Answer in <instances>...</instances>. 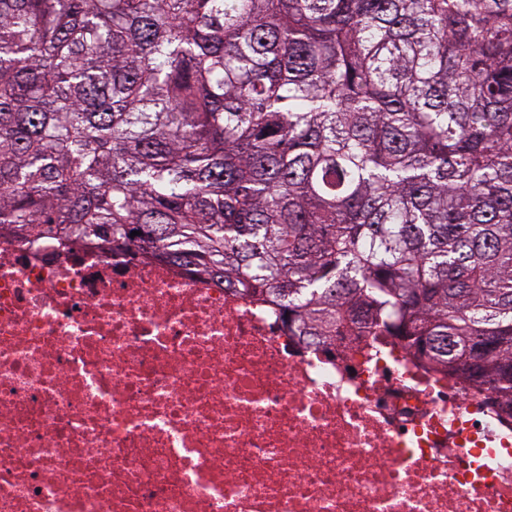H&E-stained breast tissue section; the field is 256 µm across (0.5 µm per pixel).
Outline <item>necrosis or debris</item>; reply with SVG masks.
<instances>
[{
  "instance_id": "obj_1",
  "label": "necrosis or debris",
  "mask_w": 512,
  "mask_h": 512,
  "mask_svg": "<svg viewBox=\"0 0 512 512\" xmlns=\"http://www.w3.org/2000/svg\"><path fill=\"white\" fill-rule=\"evenodd\" d=\"M0 512H512V414L398 337L5 234Z\"/></svg>"
}]
</instances>
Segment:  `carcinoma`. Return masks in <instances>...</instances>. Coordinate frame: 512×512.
<instances>
[{"label":"carcinoma","instance_id":"1","mask_svg":"<svg viewBox=\"0 0 512 512\" xmlns=\"http://www.w3.org/2000/svg\"><path fill=\"white\" fill-rule=\"evenodd\" d=\"M2 233L189 266L312 345L400 336L512 405V0H0Z\"/></svg>","mask_w":512,"mask_h":512}]
</instances>
